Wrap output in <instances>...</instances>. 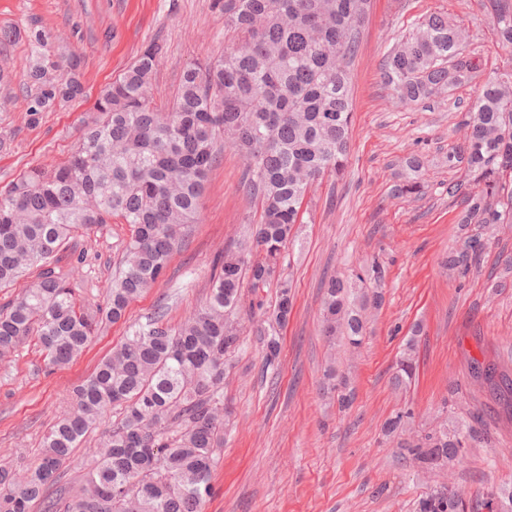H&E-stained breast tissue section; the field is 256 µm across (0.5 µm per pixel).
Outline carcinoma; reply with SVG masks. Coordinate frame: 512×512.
I'll return each instance as SVG.
<instances>
[{
  "mask_svg": "<svg viewBox=\"0 0 512 512\" xmlns=\"http://www.w3.org/2000/svg\"><path fill=\"white\" fill-rule=\"evenodd\" d=\"M503 47L512 51V0H488ZM232 33L224 56L182 73L165 110L148 88L163 53L154 40L96 103L97 117L70 157L53 168L32 167L0 191V288L25 282L0 305V358L36 339L51 369L82 355L98 328L124 319L129 304L165 276L172 252L199 221L209 171L230 148L248 165L247 189L260 202L252 247L224 250L213 262L203 308L172 326L160 308L74 390L69 410L42 438L38 465L0 468V512H203L211 495L217 450L224 443V379L244 327L236 316L241 290L264 307L261 290L277 283L279 300L256 325L265 368L277 362V328L292 309L291 280L281 265L294 242L304 195L326 175L344 173L350 152L351 71L372 0H214ZM468 35L433 13L415 23L384 55V84L403 105L423 103L450 85L475 79L482 62L466 51ZM26 112H44L84 94L81 60L63 55L45 29L28 39ZM462 144L448 150V198L462 199L459 236L443 267L450 275L477 268L489 245L512 225V72L490 75L467 110ZM424 163L410 158L393 196H420ZM119 218L129 226L122 259L102 299L78 301L59 254L71 239ZM382 279L373 257L324 285L323 334L334 345L360 347L367 305L358 287ZM415 327L401 353L397 386L415 375ZM474 375L495 386L494 364L472 359ZM117 420L109 422L110 413ZM400 411L384 435L425 469L463 458L474 429L448 417L423 432ZM100 432L82 488L59 485L60 470L86 437ZM416 512H464L456 491L421 498Z\"/></svg>",
  "mask_w": 512,
  "mask_h": 512,
  "instance_id": "1",
  "label": "carcinoma"
}]
</instances>
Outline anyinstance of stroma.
<instances>
[{
  "label": "stroma",
  "instance_id": "obj_1",
  "mask_svg": "<svg viewBox=\"0 0 512 512\" xmlns=\"http://www.w3.org/2000/svg\"><path fill=\"white\" fill-rule=\"evenodd\" d=\"M446 14L469 34L468 51L485 73L512 70L486 0H373L353 71L354 119L348 173L324 177L296 225L289 271L294 308L280 330L276 368L264 370L262 343L246 335L224 382V446L203 512H415L418 499L452 487L465 512H489L493 491L512 482V419L495 391L471 376V362L495 363L512 377V280L493 290L489 279L512 257V228L489 246L479 273L448 277L441 262L456 239L458 206L443 189L452 176L448 150L474 100L470 82L435 100L396 106L380 79L383 55L419 17ZM18 38L0 44V75L11 84L0 99V189L29 167L64 162L104 87L118 78L151 40L163 41L150 93L161 105L174 97L182 70L223 56L224 19L211 0H0V29ZM50 31L57 45L82 59L84 98L43 113L30 124L23 89L27 39ZM425 163L428 189L419 198L390 194L406 160ZM245 160L225 151L209 174L201 220L171 257L164 278L134 300L124 321L105 326L81 357L48 371L35 343L0 360V466L36 461L43 432L69 406L72 388L159 304L178 324L209 295L214 257L246 238L258 206L242 184ZM128 235L120 220L73 241L83 261L62 258L70 278L88 295L112 279ZM378 257L384 303L355 356L332 355L320 334L321 283L359 261ZM420 327L416 377L392 385L396 362L413 327ZM335 363L353 402L340 410L324 396V371ZM412 408L415 429L439 410L467 420L478 435L463 463L422 471L387 443L384 422Z\"/></svg>",
  "mask_w": 512,
  "mask_h": 512
}]
</instances>
